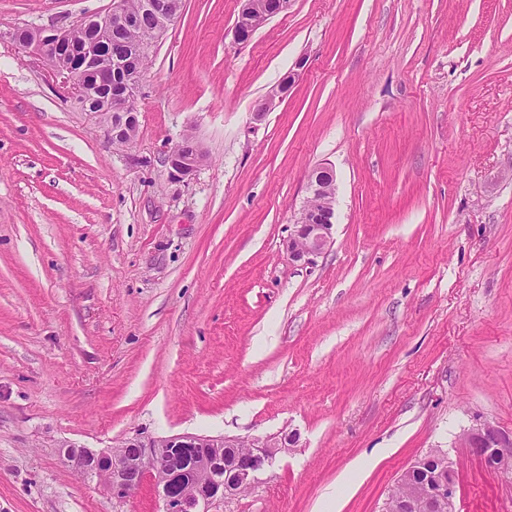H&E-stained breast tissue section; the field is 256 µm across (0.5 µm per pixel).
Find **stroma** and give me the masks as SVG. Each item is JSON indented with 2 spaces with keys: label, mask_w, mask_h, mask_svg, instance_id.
Instances as JSON below:
<instances>
[{
  "label": "stroma",
  "mask_w": 512,
  "mask_h": 512,
  "mask_svg": "<svg viewBox=\"0 0 512 512\" xmlns=\"http://www.w3.org/2000/svg\"><path fill=\"white\" fill-rule=\"evenodd\" d=\"M109 6L0 0V512H158L64 448L179 433L296 437L218 512H379L430 448L458 512H512L457 443L512 434V0H291L244 44L239 0H183L126 146L7 41ZM320 167L334 243L302 264ZM292 75H288V79L278 85L277 89H272L270 93L257 105L254 112V119L261 120L267 112H271L277 105L276 100L280 102L283 94L290 88L292 83ZM203 160L204 154L191 135L184 136L165 156L170 174L178 178L191 175ZM310 197L298 212L286 241L294 261L311 264L333 244L336 178L332 169L318 168L309 177Z\"/></svg>",
  "instance_id": "stroma-1"
}]
</instances>
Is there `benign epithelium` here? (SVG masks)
<instances>
[{
    "label": "benign epithelium",
    "mask_w": 512,
    "mask_h": 512,
    "mask_svg": "<svg viewBox=\"0 0 512 512\" xmlns=\"http://www.w3.org/2000/svg\"><path fill=\"white\" fill-rule=\"evenodd\" d=\"M241 12L263 14L271 19L288 9L290 0H277L266 7V0H241ZM127 20L124 0H111V8L91 15L68 28H20L9 33L12 47L35 54L50 66L55 77L83 102L90 111L105 116L111 122L112 140L127 145L137 131V113L131 111L138 86L136 70L126 75L124 89L112 90V48L108 38L112 24ZM287 79L270 91L257 105L254 119L259 121L272 111L290 88ZM204 160V154L191 135L171 148L165 162L170 174L183 178L191 175ZM310 197L298 212L293 230L286 241L288 255L294 261L310 264L333 244L334 202L336 178L332 169L318 168L309 177ZM295 438L274 436L265 439L224 435L176 434L161 438H130L120 445L93 451L71 448L77 468L95 471L103 462L107 470L99 473L106 481L113 498L124 502L146 482H151L158 497L159 512H212L218 503L251 489L258 474L269 467L276 455L293 446ZM458 443L488 467L496 469L512 447V437L489 421L477 420L464 429ZM128 448L140 453L130 456ZM170 448H236L238 452L222 483L208 479L210 471L223 459L222 454L200 457L195 466L181 469L165 457ZM429 473L424 497L429 509L441 502L448 503V512H456L455 462L449 452L431 448L415 460L406 472ZM415 503L408 494L391 492L383 502L381 512H414Z\"/></svg>",
    "instance_id": "benign-epithelium-1"
}]
</instances>
